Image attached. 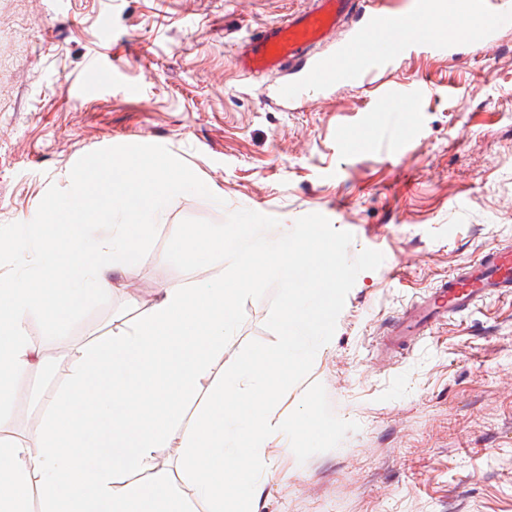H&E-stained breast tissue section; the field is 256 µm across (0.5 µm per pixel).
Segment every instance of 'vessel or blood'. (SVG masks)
I'll list each match as a JSON object with an SVG mask.
<instances>
[{"mask_svg":"<svg viewBox=\"0 0 512 512\" xmlns=\"http://www.w3.org/2000/svg\"><path fill=\"white\" fill-rule=\"evenodd\" d=\"M357 14L362 26L350 39L339 38L340 29ZM511 27L512 0H413L399 15L388 11L386 0H313L311 8L244 38L238 65L249 73L275 76L280 97L292 101L334 82L365 87L411 48L437 54L451 47L488 49L497 30ZM320 44L333 46V53L311 57V49ZM423 92L420 85L390 90L381 108L394 114L410 111ZM492 296L512 297L511 246L484 253L403 309L386 333L384 353L412 349L433 319L461 313Z\"/></svg>","mask_w":512,"mask_h":512,"instance_id":"b4317fda","label":"vessel or blood"}]
</instances>
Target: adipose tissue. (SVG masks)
<instances>
[{"instance_id":"ef3b65f1","label":"adipose tissue","mask_w":512,"mask_h":512,"mask_svg":"<svg viewBox=\"0 0 512 512\" xmlns=\"http://www.w3.org/2000/svg\"><path fill=\"white\" fill-rule=\"evenodd\" d=\"M169 167L152 155L101 159L11 241L21 265L0 278V512H258L269 451L288 443L273 407L334 317L321 271L334 253L317 231L272 241L261 225L237 224L184 242L194 264L231 256L230 275L158 289L120 333L70 348L36 438L10 429L15 403L38 397L21 392L20 375L48 364L27 334L29 315L64 326L91 295L110 293L165 223L169 198L207 192L191 170ZM259 271L294 283L278 345L215 377ZM175 443L176 472L160 461Z\"/></svg>"}]
</instances>
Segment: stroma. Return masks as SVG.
I'll use <instances>...</instances> for the list:
<instances>
[{
	"label": "stroma",
	"mask_w": 512,
	"mask_h": 512,
	"mask_svg": "<svg viewBox=\"0 0 512 512\" xmlns=\"http://www.w3.org/2000/svg\"><path fill=\"white\" fill-rule=\"evenodd\" d=\"M307 0H0V232L35 218L80 167L148 152L213 189L168 203L137 260L68 325L32 314L55 353L117 330L159 288L220 274L194 266L176 234L263 225L269 239L318 229L335 252V316L276 410L323 427L289 429L273 450L259 512H512V299L489 298L388 359L393 319L448 273L512 244V28L483 52L409 50L371 86L279 101L247 77L237 43ZM427 89L384 153L382 90ZM375 131L347 153L346 135ZM224 348L232 369L280 336L281 283L259 275Z\"/></svg>",
	"instance_id": "stroma-1"
}]
</instances>
